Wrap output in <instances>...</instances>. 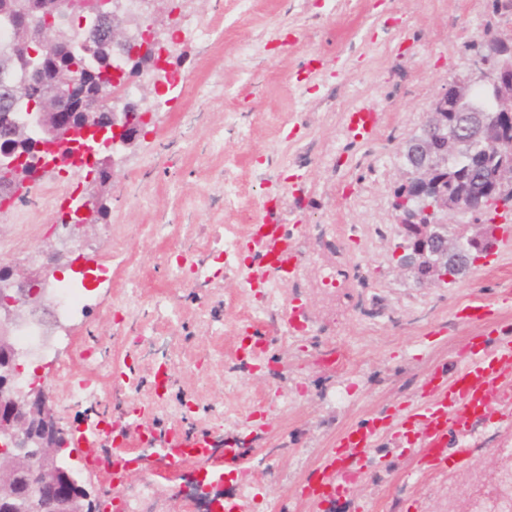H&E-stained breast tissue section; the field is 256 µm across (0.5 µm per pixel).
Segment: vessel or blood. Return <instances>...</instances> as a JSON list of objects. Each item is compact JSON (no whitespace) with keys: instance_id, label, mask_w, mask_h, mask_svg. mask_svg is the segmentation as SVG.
Wrapping results in <instances>:
<instances>
[{"instance_id":"b4317fda","label":"vessel or blood","mask_w":512,"mask_h":512,"mask_svg":"<svg viewBox=\"0 0 512 512\" xmlns=\"http://www.w3.org/2000/svg\"><path fill=\"white\" fill-rule=\"evenodd\" d=\"M346 122L354 137L366 139L376 130L378 115L350 112ZM295 240L293 229L280 222L251 225L246 247L252 261L238 271L242 284L261 288L271 274L294 270L299 262ZM470 310L471 319L485 328L482 340H467L452 369L435 367L429 389L405 414L374 416L343 432L320 461L317 481L303 487L304 501L319 506L350 497L380 440H398L409 416L417 418L411 445L418 458H431L432 470L442 472L480 452L481 445L473 438L477 423L495 413L512 420V324L498 319L491 304H474ZM134 437L142 446L160 447L174 465L207 461L213 446L211 434L203 430L173 424L158 431L148 419L147 406L130 403L118 416H103L93 440L95 450L85 458L89 467L105 468L113 489L122 488L129 477Z\"/></svg>"}]
</instances>
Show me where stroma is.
<instances>
[{"label":"stroma","instance_id":"stroma-1","mask_svg":"<svg viewBox=\"0 0 512 512\" xmlns=\"http://www.w3.org/2000/svg\"><path fill=\"white\" fill-rule=\"evenodd\" d=\"M167 0L157 29L181 13L213 22L209 40L171 54L184 87L155 93L144 131L101 188L105 211L78 248L62 226L64 208L40 207L64 186L88 188L85 171L43 173L0 214V268L32 270L42 250L61 255L54 279L86 295L73 321L56 327V353L30 362L66 432L119 413L130 398L151 400V369L166 363L169 391L155 421L212 434L206 468L174 466L157 450L133 447L128 482L153 483L146 512H191L185 500L203 473L223 476L225 503L250 482L258 495L242 512H313L298 497L327 448L346 429L401 409L432 369L451 362L479 322L457 312L475 298L499 301L512 322V249L493 245L456 280L420 284L401 264L404 240L393 210L404 180L402 150L433 98L470 67L468 41L495 23L490 0H256L244 13L224 0ZM319 58L307 71L310 58ZM378 113L374 135L353 139L344 116ZM238 113L241 128L225 115ZM246 198L224 204L225 177ZM303 181V255L282 306H301L302 334L272 345L261 367H242L238 329L262 303L236 270L244 251L224 254V237H244L259 204ZM342 369L318 365L323 352ZM67 368L92 392L71 400ZM236 378L225 381L226 370ZM483 453L452 472L418 477L411 454L378 447L353 497L329 512H449L457 489L498 470L512 448V424L476 425ZM243 441L241 464L224 465V446Z\"/></svg>","mask_w":512,"mask_h":512}]
</instances>
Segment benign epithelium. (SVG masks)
Masks as SVG:
<instances>
[{
  "mask_svg": "<svg viewBox=\"0 0 512 512\" xmlns=\"http://www.w3.org/2000/svg\"><path fill=\"white\" fill-rule=\"evenodd\" d=\"M106 34L112 42L113 53L121 54L131 63L128 71L104 66L91 73L94 92L88 98L75 90L76 81L53 82L44 76L45 67L59 62L61 55L72 50V32L68 18L62 14L45 23L19 28L25 42L32 44L31 57L36 59L29 80L19 83L11 75L9 52H0V106L14 109L23 104L28 119L0 127V169L9 173L5 192L15 196L23 185L34 179L42 163L34 164L31 156H43L51 161L54 151L63 145L74 148L80 156L85 146L75 139V127L83 133L91 128L100 110L106 107L111 92L122 87L144 69V61H151V69L159 72L169 64L153 53L146 41H136L130 26L141 28L153 20L147 14L123 13L107 9ZM457 106L447 113L446 98L437 95L424 115L420 132L412 135L405 146L406 165L403 192L423 204L422 214L430 216L440 210L444 220L428 230L418 226L413 243L402 255L401 265L417 273L422 282H447L448 261L466 266L470 256L462 249L457 217L472 213L481 206L485 195L512 197V141L498 136L500 123L512 120V60L485 51L476 55L473 69L455 78ZM483 87L494 101L491 110L474 103V91ZM107 125H96L95 141L112 130V146H130L141 134L149 117L136 102H126L122 109L110 112ZM493 155L494 163L485 162V155ZM466 163L468 181L473 192L460 194L438 193L427 200L426 192L437 183V176L448 169V162ZM86 165L102 175L92 182L102 186L112 180L115 160L90 152ZM99 196L88 190L71 199L67 223L71 235L82 237L83 229L95 223ZM47 262L30 271H11L0 276V501L14 502L13 512H46L58 504L59 512H86L91 492L71 469L61 467L59 453L65 441V432L59 426L49 392L43 386H24L16 369L17 350L15 333L31 321L46 327L54 325L52 312L42 283L54 267L58 253L43 252ZM25 471L33 481L24 494L17 492L15 475Z\"/></svg>",
  "mask_w": 512,
  "mask_h": 512,
  "instance_id": "benign-epithelium-1",
  "label": "benign epithelium"
}]
</instances>
